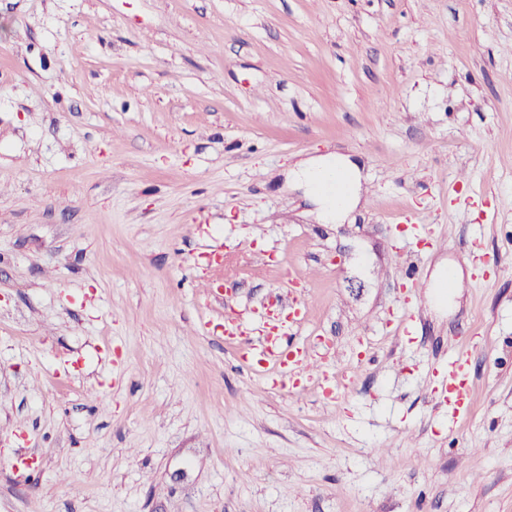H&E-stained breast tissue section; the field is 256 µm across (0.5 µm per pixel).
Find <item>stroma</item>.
<instances>
[{"label":"stroma","instance_id":"1","mask_svg":"<svg viewBox=\"0 0 512 512\" xmlns=\"http://www.w3.org/2000/svg\"><path fill=\"white\" fill-rule=\"evenodd\" d=\"M0 512H512V0H0ZM339 174L347 183L349 193L342 195L336 202L333 197L322 194L318 198V216L325 224H337L343 221L348 213L357 205L360 192V177L357 167L350 164L344 157L329 155L308 158L296 164V168L287 170L285 177L307 185L312 189H320L318 179L322 174ZM288 326H272L263 336L258 362L275 369L280 377L282 387L288 388V380L303 375L310 368V352L305 344L290 342ZM467 354L460 350L448 361V385L455 402L457 411L467 405L470 396V385L466 375ZM448 385L443 392L448 393Z\"/></svg>","mask_w":512,"mask_h":512}]
</instances>
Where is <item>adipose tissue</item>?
Listing matches in <instances>:
<instances>
[{
  "instance_id": "adipose-tissue-1",
  "label": "adipose tissue",
  "mask_w": 512,
  "mask_h": 512,
  "mask_svg": "<svg viewBox=\"0 0 512 512\" xmlns=\"http://www.w3.org/2000/svg\"><path fill=\"white\" fill-rule=\"evenodd\" d=\"M326 173L339 174L349 187L348 194L341 200H334L329 195H321L318 199V216L321 221L335 224L343 221L348 213L357 205L360 192V177L355 165L350 164L344 157L329 155L309 158L297 164L296 168L288 170L287 176L292 180L318 188V180Z\"/></svg>"
}]
</instances>
